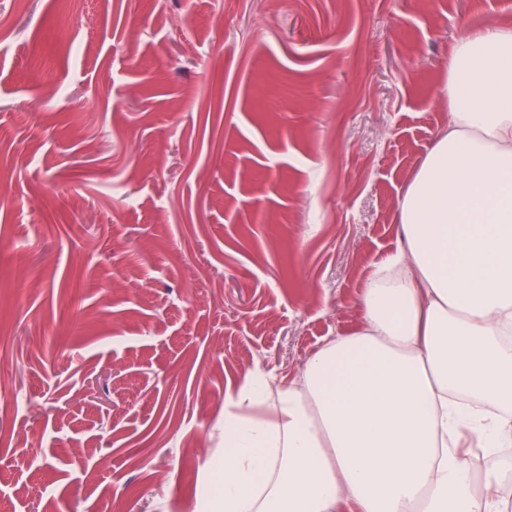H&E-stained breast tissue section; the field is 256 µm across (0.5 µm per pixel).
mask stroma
Returning <instances> with one entry per match:
<instances>
[{
    "instance_id": "obj_1",
    "label": "stroma",
    "mask_w": 512,
    "mask_h": 512,
    "mask_svg": "<svg viewBox=\"0 0 512 512\" xmlns=\"http://www.w3.org/2000/svg\"><path fill=\"white\" fill-rule=\"evenodd\" d=\"M512 0H0V512H195L248 370L361 324Z\"/></svg>"
}]
</instances>
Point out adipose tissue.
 Wrapping results in <instances>:
<instances>
[{
    "label": "adipose tissue",
    "instance_id": "obj_1",
    "mask_svg": "<svg viewBox=\"0 0 512 512\" xmlns=\"http://www.w3.org/2000/svg\"><path fill=\"white\" fill-rule=\"evenodd\" d=\"M444 93L361 326L228 390L196 512H512L467 451L512 447V26L457 39Z\"/></svg>",
    "mask_w": 512,
    "mask_h": 512
}]
</instances>
